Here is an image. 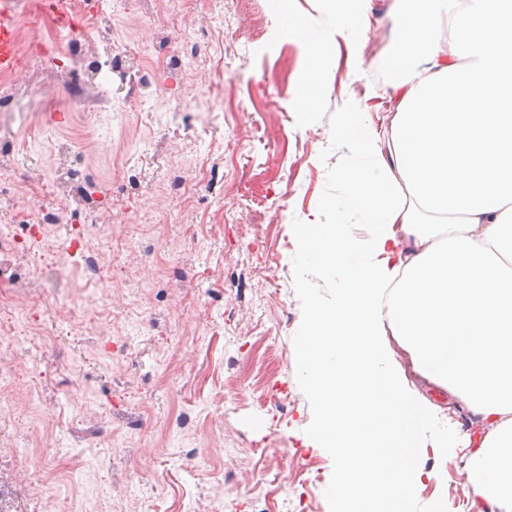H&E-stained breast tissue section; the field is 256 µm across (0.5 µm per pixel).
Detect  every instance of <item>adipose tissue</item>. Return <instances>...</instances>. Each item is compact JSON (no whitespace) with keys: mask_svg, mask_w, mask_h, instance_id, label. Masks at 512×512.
Here are the masks:
<instances>
[{"mask_svg":"<svg viewBox=\"0 0 512 512\" xmlns=\"http://www.w3.org/2000/svg\"><path fill=\"white\" fill-rule=\"evenodd\" d=\"M323 3V23L279 15V37L304 50L303 111L335 41L353 75L368 41L365 0ZM391 22L389 137L363 90L336 124L348 156L332 222L292 227L300 263L335 285L329 301L308 295L294 345L311 444L336 460L337 512H400L434 478L422 450L457 444L425 380L481 418L458 443L473 512H512V0H396Z\"/></svg>","mask_w":512,"mask_h":512,"instance_id":"1","label":"adipose tissue"}]
</instances>
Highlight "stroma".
<instances>
[{"label":"stroma","instance_id":"35a3bbf8","mask_svg":"<svg viewBox=\"0 0 512 512\" xmlns=\"http://www.w3.org/2000/svg\"><path fill=\"white\" fill-rule=\"evenodd\" d=\"M112 14L106 35L127 45L142 64V82L122 85L101 73L109 104L87 113L85 75L71 66L69 33L57 30L51 61L38 65L40 84L57 95L64 124L47 123V137L30 142L43 175H52L56 142L76 148L77 179L112 196V221L128 225L130 238L112 266L131 259L162 260L168 287L133 296L112 314V348L87 321L62 326L57 344L44 348L42 380L13 435L0 444V512H28L27 489L15 474L13 452L31 432L52 426L61 412L66 427L55 439L57 478L50 492L67 512H254L265 473L273 467L305 470L306 482L288 481L270 500L271 512H334L328 479L334 461L304 439L315 419L292 351L305 313V294L331 299L334 285L320 270L303 268L291 227L333 219L324 207L340 187L336 172L347 150L334 136L353 94L371 89L377 129L390 123L393 74L383 56L365 60L357 78L347 76L350 49L339 43L335 68L313 110L295 105L302 53L275 38L278 14L268 0L239 15L232 0H217L222 23L190 12L186 0H104ZM170 23L208 32L199 62L167 73L156 69L153 46ZM189 99L190 122L215 113L224 138L204 148L174 136L179 98ZM210 157L215 172L207 190L186 205L169 190L176 159ZM222 210L221 235L200 229L197 246L167 252L165 235L198 224L204 211ZM157 217L164 235L142 226ZM201 294L202 309L173 317L169 309L186 292ZM156 450L142 473L128 470L126 454L143 445ZM82 461L70 470L66 457ZM436 480L408 512H430L447 500V512H465L458 499L462 464L454 455L423 452Z\"/></svg>","mask_w":512,"mask_h":512}]
</instances>
